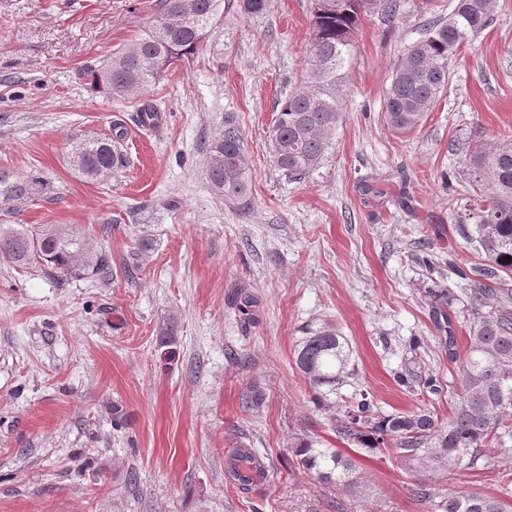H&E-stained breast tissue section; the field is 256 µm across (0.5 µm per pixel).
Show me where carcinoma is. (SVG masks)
Wrapping results in <instances>:
<instances>
[{"instance_id":"carcinoma-1","label":"carcinoma","mask_w":512,"mask_h":512,"mask_svg":"<svg viewBox=\"0 0 512 512\" xmlns=\"http://www.w3.org/2000/svg\"><path fill=\"white\" fill-rule=\"evenodd\" d=\"M231 0H159V14L151 28L133 45L112 53L92 72L94 89L110 95L140 99L134 120L143 128L158 124L157 108L146 99L149 87L177 61L190 59L202 48L220 2ZM491 0H456L446 18L424 24L421 37L409 45L394 66L385 91L387 124L398 133L417 128L441 94L447 92L448 59L469 35L487 28ZM270 0H237L241 13L262 14ZM401 0H314L311 49L301 86L276 105L268 141L275 166L295 179L306 177L327 157L342 121L346 95L345 66L362 18L396 16ZM111 138L88 137L73 143L71 156L77 171L89 181L107 179L125 162L117 141L123 124H113ZM452 150L466 152L474 190L468 214L457 220L467 243H476L486 256L470 273L465 326L469 349L462 363L460 384L439 377L412 375L407 386L436 396L448 395L451 411L440 418L428 409L383 414L371 393L359 386L349 394L348 344L336 325L324 322L304 330L296 366L312 392V403L327 426L343 443L369 451L385 449L388 456L408 466L423 468L408 492L422 512H512V140L496 145L476 143L473 137L452 140ZM205 166L213 191L226 200L246 203L250 166L240 127L231 119L209 143ZM46 190L36 177L0 170V206H18ZM0 259L16 266L39 265L67 276L111 274L107 254L97 252L76 233L56 224L30 229L26 224H0ZM491 448L504 457L501 497L475 492L448 493L434 484L449 469L478 468ZM297 465L316 474L326 485L340 483L352 492L362 487L356 462L338 450L320 447L308 436L295 449ZM261 467L255 451L236 444L229 466L240 476V463Z\"/></svg>"}]
</instances>
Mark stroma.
Listing matches in <instances>:
<instances>
[{
    "label": "stroma",
    "mask_w": 512,
    "mask_h": 512,
    "mask_svg": "<svg viewBox=\"0 0 512 512\" xmlns=\"http://www.w3.org/2000/svg\"><path fill=\"white\" fill-rule=\"evenodd\" d=\"M492 2V24L448 63V91L402 135L383 114L391 72L454 0L366 17L333 147L295 180L274 165L267 130L304 76L312 0L224 11L202 49L151 87L152 131L132 123L135 101L93 91L90 73L133 44L158 0H0V169L50 186L20 212L0 207V221L77 231L112 265L104 279L66 278L0 260V512H420L405 465L328 429L294 350L305 326L336 323L353 381L383 413L448 414L447 398L412 394L397 377L410 368L458 382L469 348L450 268L484 255L457 232L472 188L448 144L512 138V0ZM228 116L250 165L243 204L215 194L204 164ZM118 118L126 163L88 182L72 143L111 136ZM434 286L450 295L451 351L426 297ZM241 291L254 299L245 312L232 304ZM170 323L168 357L160 332ZM253 386L265 400L249 411ZM309 435L356 461L365 492L293 466ZM238 441L267 470L247 487L227 473ZM439 480L493 494L500 474L490 459Z\"/></svg>",
    "instance_id": "stroma-1"
}]
</instances>
